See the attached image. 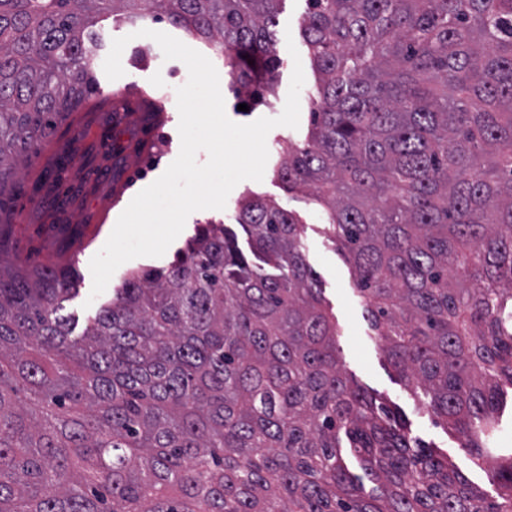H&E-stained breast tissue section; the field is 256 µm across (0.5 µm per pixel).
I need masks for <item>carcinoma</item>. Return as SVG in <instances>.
<instances>
[{"label": "carcinoma", "mask_w": 512, "mask_h": 512, "mask_svg": "<svg viewBox=\"0 0 512 512\" xmlns=\"http://www.w3.org/2000/svg\"><path fill=\"white\" fill-rule=\"evenodd\" d=\"M280 2L0 0V226L47 129L97 91L99 21L164 16L253 110ZM302 37L319 100L278 178L313 190L392 365L480 467L512 390V0H307ZM235 221L279 273L206 224L79 336L73 266L0 232V512H512V451L489 499L346 378L298 219L247 196Z\"/></svg>", "instance_id": "obj_1"}]
</instances>
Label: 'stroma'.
I'll use <instances>...</instances> for the list:
<instances>
[{"instance_id": "1", "label": "stroma", "mask_w": 512, "mask_h": 512, "mask_svg": "<svg viewBox=\"0 0 512 512\" xmlns=\"http://www.w3.org/2000/svg\"><path fill=\"white\" fill-rule=\"evenodd\" d=\"M306 0H283L278 15L276 53L282 61L276 95L271 106L243 112L222 59L213 64L224 84L225 111L230 120L246 124L261 117H278L287 98L294 65H302L305 82L300 92L298 128L279 126L267 135L269 157L262 181L244 180L228 196L221 210L191 213L183 231L163 256L137 257L112 275L106 290L92 296L91 259L108 240L113 222L130 203L135 191L152 183L161 168L169 166L180 152L179 112L176 90L188 80L186 65L168 60L160 46L147 37H134L133 26L120 21H103V49L117 37H128L121 62L124 76L109 80L103 68L94 74L100 86L122 96L125 111L107 106L81 107L74 127H58L47 136L32 163L19 173L20 193L12 201L9 249L31 265L74 263L79 278L75 295L65 303L77 329H84L95 307L110 302L126 276L145 266H165L183 249L198 225L208 222L233 226L237 204L248 193L273 199L299 220L307 261L321 288L323 304L336 321L337 355L346 374L369 396L401 415L412 437L440 449L475 485L494 495L491 467L474 466L462 447L463 438L447 430L442 422L421 408L410 388L388 360L382 343L371 334L365 302L357 291L352 264L324 232V212L299 191H288L277 179L278 142H304L310 127L315 75L301 25ZM162 105L161 113L151 110Z\"/></svg>"}]
</instances>
